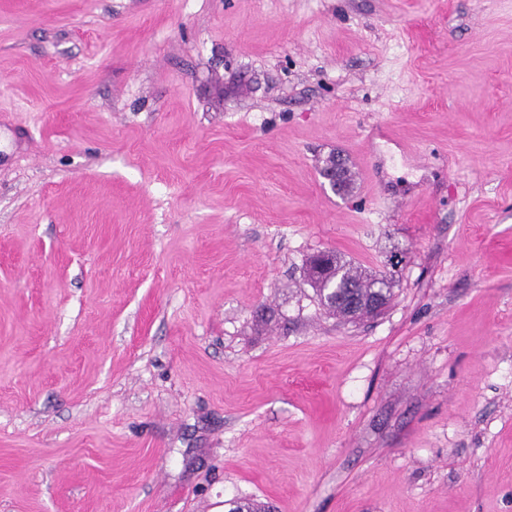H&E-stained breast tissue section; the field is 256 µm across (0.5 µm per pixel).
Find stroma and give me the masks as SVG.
<instances>
[{"label":"stroma","mask_w":512,"mask_h":512,"mask_svg":"<svg viewBox=\"0 0 512 512\" xmlns=\"http://www.w3.org/2000/svg\"><path fill=\"white\" fill-rule=\"evenodd\" d=\"M233 499L512 512V0H0V512ZM313 256L318 260L309 264L308 272L314 280L309 276L308 279L311 286L315 288L321 305L329 312L347 318L367 316L368 312L362 310L358 315L350 317L351 311L348 310V303L351 296L356 293L366 298L364 308L368 306L367 301L372 296V291L374 290L385 291L384 306L390 300L391 285L387 279L367 276L352 265L340 260L336 254V258H332L335 263L334 275L336 279L335 285H333L335 290L325 294L322 293V286H319L317 282L319 281L326 285L328 280L331 279L330 271L333 269L332 262L330 261L331 255L329 251L324 250L317 252ZM348 285L362 288H347Z\"/></svg>","instance_id":"35a3bbf8"}]
</instances>
